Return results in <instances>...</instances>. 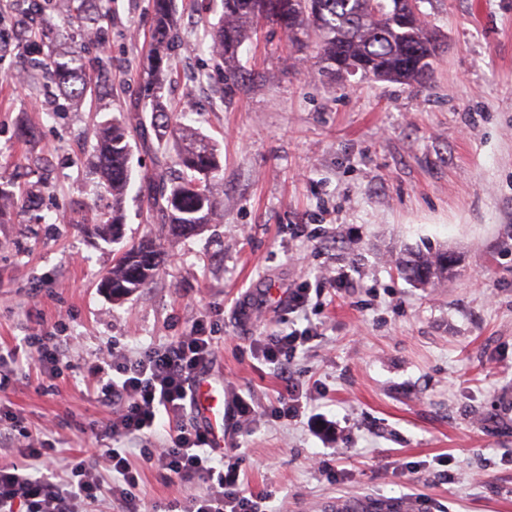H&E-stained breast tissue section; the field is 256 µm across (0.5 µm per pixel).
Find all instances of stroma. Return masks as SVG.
Masks as SVG:
<instances>
[{"instance_id":"35a3bbf8","label":"stroma","mask_w":512,"mask_h":512,"mask_svg":"<svg viewBox=\"0 0 512 512\" xmlns=\"http://www.w3.org/2000/svg\"><path fill=\"white\" fill-rule=\"evenodd\" d=\"M174 4L181 35L166 103L215 144L224 219L160 237L139 194L154 153L132 134L124 239L159 238L167 257L149 287L120 300L100 286L118 244L79 223L111 202L89 161L99 126L141 96L149 0H109L105 46H81L91 91L54 115L41 110L49 75L16 83L18 44L0 50V183L42 196L0 224V344L62 316L71 345L53 390L32 369L0 392V407L31 430L52 424L66 458L90 454L108 415L88 389L90 357L112 343L135 354L174 342L206 314L224 450L245 491L269 494L274 512H512V0H427L442 53L413 87L327 82L315 44L297 49L265 22L244 46L243 80L227 86L204 38L219 0ZM28 127L34 138L21 137ZM428 246L460 258L435 288L404 280L391 261ZM342 271L354 287L329 288ZM303 282L322 291L306 319L267 295ZM247 295L245 325L236 307ZM294 324L318 335L291 363L310 403L286 418L274 413L285 384L254 343ZM131 462L159 512L205 490L166 482L140 453Z\"/></svg>"}]
</instances>
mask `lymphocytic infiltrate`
Returning a JSON list of instances; mask_svg holds the SVG:
<instances>
[{"label": "lymphocytic infiltrate", "instance_id": "1", "mask_svg": "<svg viewBox=\"0 0 512 512\" xmlns=\"http://www.w3.org/2000/svg\"><path fill=\"white\" fill-rule=\"evenodd\" d=\"M316 335L313 327L277 333L258 349L286 381L277 412L297 416L303 394L291 383V355ZM215 338L207 317H198L189 333L177 341L149 347L136 355L113 347L90 368L97 401L112 412L99 435L108 440L106 470L93 457L71 461L62 472H42L55 447L48 439H33L16 462L0 463V512H93L107 501L111 512H147L137 493L141 472L130 462L124 438L140 439L159 416L168 419V438L161 447L147 449L145 458L164 478L201 480L203 494L185 501L181 512H268L262 494L245 495L238 463L208 450L205 429L192 417V385L212 360ZM68 354L66 339L54 333L25 337L23 345L0 347V391L9 387L24 366L36 367L53 379Z\"/></svg>", "mask_w": 512, "mask_h": 512}]
</instances>
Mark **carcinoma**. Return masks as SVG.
Instances as JSON below:
<instances>
[{"instance_id":"carcinoma-1","label":"carcinoma","mask_w":512,"mask_h":512,"mask_svg":"<svg viewBox=\"0 0 512 512\" xmlns=\"http://www.w3.org/2000/svg\"><path fill=\"white\" fill-rule=\"evenodd\" d=\"M102 0H42L40 9L60 13L63 24L85 12L89 24L75 32L80 42L106 38L109 14ZM154 16L153 46L145 67L151 86L141 112L112 118L98 134L94 168L112 194L111 210L101 212L84 230L104 241L121 237L124 195L133 175L129 128L140 131L143 142L172 141L174 154L156 148L155 168L144 177L143 201L153 223L174 237L193 235L216 223L221 213L217 186L220 157L215 145L198 131L172 121L164 103L163 72L171 67L170 49L178 38L171 0H150ZM423 0H221V24L210 34V49L224 61L226 84L242 78L239 50L254 24L278 26L293 44L311 37L318 48L321 72L330 77L359 71L361 77L419 84L431 68L439 45L420 10ZM46 36L29 31L21 50L32 71L46 69L67 99L82 100L89 90L80 51L65 44L41 58ZM150 111V122L143 112ZM37 205L25 191L18 194L0 185V223L11 219L19 204ZM161 254L151 239L126 248L113 261L104 282L112 298L120 299L147 287L156 276ZM395 265L411 282L435 288L448 280V251L442 248L408 251L395 257Z\"/></svg>"}]
</instances>
